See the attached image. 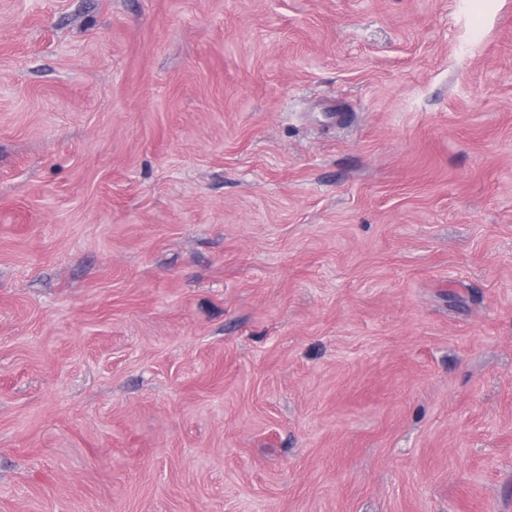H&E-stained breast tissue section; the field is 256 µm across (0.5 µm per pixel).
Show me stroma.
<instances>
[{"instance_id": "35a3bbf8", "label": "stroma", "mask_w": 512, "mask_h": 512, "mask_svg": "<svg viewBox=\"0 0 512 512\" xmlns=\"http://www.w3.org/2000/svg\"><path fill=\"white\" fill-rule=\"evenodd\" d=\"M0 512H512V0H0Z\"/></svg>"}]
</instances>
